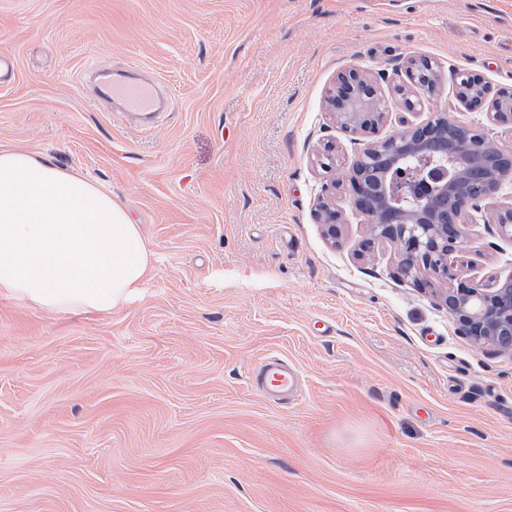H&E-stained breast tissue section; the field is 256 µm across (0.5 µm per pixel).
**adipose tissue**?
Segmentation results:
<instances>
[{
    "mask_svg": "<svg viewBox=\"0 0 512 512\" xmlns=\"http://www.w3.org/2000/svg\"><path fill=\"white\" fill-rule=\"evenodd\" d=\"M150 267L111 191L27 149L0 150V294L61 312L108 313Z\"/></svg>",
    "mask_w": 512,
    "mask_h": 512,
    "instance_id": "ef3b65f1",
    "label": "adipose tissue"
}]
</instances>
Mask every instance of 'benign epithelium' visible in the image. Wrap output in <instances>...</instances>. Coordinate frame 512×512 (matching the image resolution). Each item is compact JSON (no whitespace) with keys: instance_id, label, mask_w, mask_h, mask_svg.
Listing matches in <instances>:
<instances>
[{"instance_id":"1","label":"benign epithelium","mask_w":512,"mask_h":512,"mask_svg":"<svg viewBox=\"0 0 512 512\" xmlns=\"http://www.w3.org/2000/svg\"><path fill=\"white\" fill-rule=\"evenodd\" d=\"M483 86L480 77L464 73L459 82V98L471 102L467 91ZM329 114L343 129L368 137L357 161L344 172L337 186L350 184L354 196L350 204L370 223L371 239L392 244L402 255L400 272L415 277L428 270L448 282L443 301L463 335L476 345L512 351V276H488L478 280L462 277L464 260L457 255L456 243L464 238L469 224V209L485 204L491 221L503 236L512 237V200L500 196L501 178L511 168L495 169L478 189H473L464 165L455 166L448 177V161L435 162L431 152L439 125L449 122L446 112H432L425 123H411L401 117V129L375 138L379 126L388 118L382 108L381 93L371 75L353 68L340 75L327 100ZM491 120L512 124V92L492 102ZM464 137L479 142L487 153L512 157L507 147L487 132L459 126ZM460 194L453 217L448 211L424 204L433 196L448 192ZM327 235L336 239V212L330 204H319Z\"/></svg>"}]
</instances>
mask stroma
Returning <instances> with one entry per match:
<instances>
[{"label": "stroma", "instance_id": "35a3bbf8", "mask_svg": "<svg viewBox=\"0 0 512 512\" xmlns=\"http://www.w3.org/2000/svg\"><path fill=\"white\" fill-rule=\"evenodd\" d=\"M0 149L49 154L138 224L151 268L109 313L0 295V512H512V353L475 347L442 280L398 277L349 197L320 198L362 148L325 97L371 72L399 130L405 62L444 111L460 71L512 91V0H0ZM157 81L145 117L99 100L88 63ZM335 144L336 167L314 162ZM465 277L512 275V239L472 209ZM276 350L298 400L251 371Z\"/></svg>", "mask_w": 512, "mask_h": 512}]
</instances>
